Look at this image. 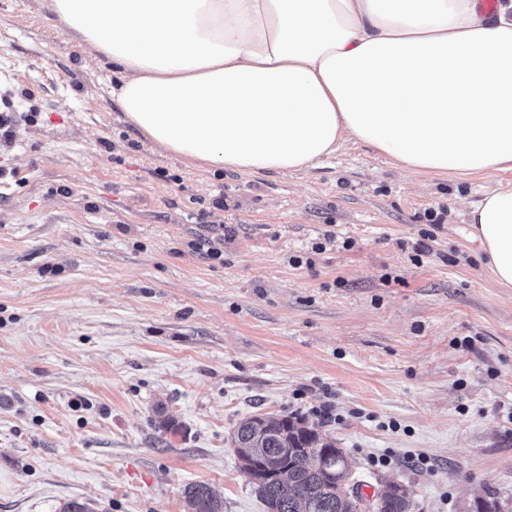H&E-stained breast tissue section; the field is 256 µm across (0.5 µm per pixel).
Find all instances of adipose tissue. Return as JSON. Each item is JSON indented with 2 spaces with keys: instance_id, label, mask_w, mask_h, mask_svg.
<instances>
[{
  "instance_id": "ef3b65f1",
  "label": "adipose tissue",
  "mask_w": 512,
  "mask_h": 512,
  "mask_svg": "<svg viewBox=\"0 0 512 512\" xmlns=\"http://www.w3.org/2000/svg\"><path fill=\"white\" fill-rule=\"evenodd\" d=\"M147 139L244 175L354 139L402 170H512V0H49ZM512 288V190L467 213Z\"/></svg>"
}]
</instances>
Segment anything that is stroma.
Returning <instances> with one entry per match:
<instances>
[{"label": "stroma", "instance_id": "stroma-1", "mask_svg": "<svg viewBox=\"0 0 512 512\" xmlns=\"http://www.w3.org/2000/svg\"><path fill=\"white\" fill-rule=\"evenodd\" d=\"M111 83L46 0H0V512H189L193 483L266 512L231 445L264 413L413 512L512 505V288L467 224L512 172L415 175L352 140L215 172L144 138Z\"/></svg>", "mask_w": 512, "mask_h": 512}]
</instances>
